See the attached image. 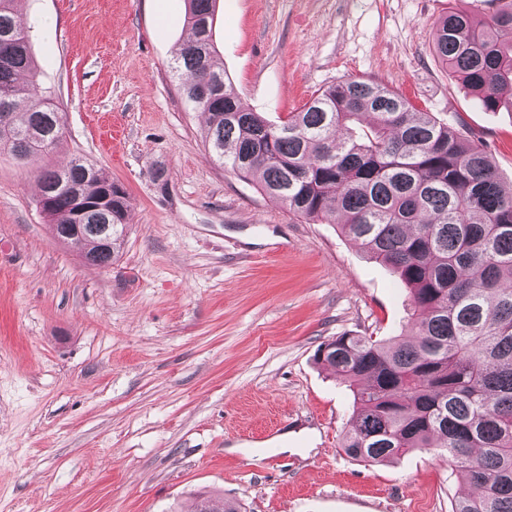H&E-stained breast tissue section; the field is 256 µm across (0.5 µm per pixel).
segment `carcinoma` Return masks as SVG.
Instances as JSON below:
<instances>
[{
  "mask_svg": "<svg viewBox=\"0 0 512 512\" xmlns=\"http://www.w3.org/2000/svg\"><path fill=\"white\" fill-rule=\"evenodd\" d=\"M194 38L172 70L193 110L206 115L203 140L216 159L253 180L292 215L338 224L408 291L409 334L397 341L343 333L321 344L317 363L342 375L354 410L341 444L368 465L434 450L468 476L453 512H512V187L468 132L418 112L379 81L346 80L317 92L280 124L240 106L213 42L216 0H187ZM435 25L434 52L495 111L512 87V0H481ZM31 26L0 0V148L23 163L62 136L57 107L38 93ZM39 205L57 238L78 241L118 224L112 246L80 247L103 267L120 253L130 200L93 163L74 158L38 168ZM196 512H241L204 498Z\"/></svg>",
  "mask_w": 512,
  "mask_h": 512,
  "instance_id": "carcinoma-1",
  "label": "carcinoma"
}]
</instances>
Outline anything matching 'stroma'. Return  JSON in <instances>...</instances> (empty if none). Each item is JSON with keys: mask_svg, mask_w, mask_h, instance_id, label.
I'll use <instances>...</instances> for the list:
<instances>
[{"mask_svg": "<svg viewBox=\"0 0 512 512\" xmlns=\"http://www.w3.org/2000/svg\"><path fill=\"white\" fill-rule=\"evenodd\" d=\"M472 0H217L215 40L247 108L276 123L345 79L381 80L480 138L512 184V109L484 110L436 58L434 24ZM186 0H24L62 138L130 196L119 259L84 265L0 150V512H452L463 476L415 450L367 466L341 443L344 332L412 314L392 270L337 225L224 171L171 63ZM53 26H44L45 18Z\"/></svg>", "mask_w": 512, "mask_h": 512, "instance_id": "35a3bbf8", "label": "stroma"}]
</instances>
